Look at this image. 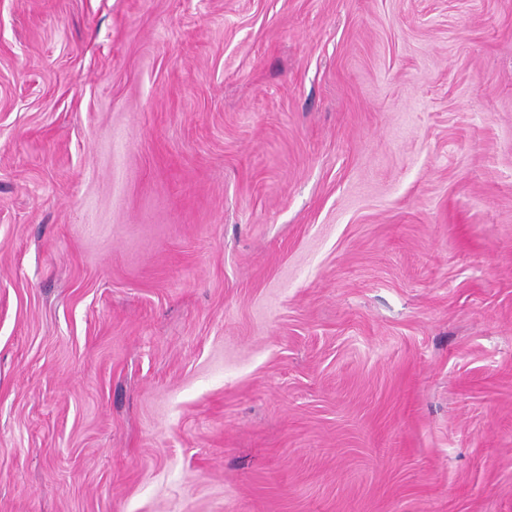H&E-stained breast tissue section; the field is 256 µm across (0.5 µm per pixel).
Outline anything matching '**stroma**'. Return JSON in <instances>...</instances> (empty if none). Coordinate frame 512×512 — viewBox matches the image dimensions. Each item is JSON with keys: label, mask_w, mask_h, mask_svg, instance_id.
Segmentation results:
<instances>
[{"label": "stroma", "mask_w": 512, "mask_h": 512, "mask_svg": "<svg viewBox=\"0 0 512 512\" xmlns=\"http://www.w3.org/2000/svg\"><path fill=\"white\" fill-rule=\"evenodd\" d=\"M0 512H512V0H0Z\"/></svg>", "instance_id": "stroma-1"}]
</instances>
